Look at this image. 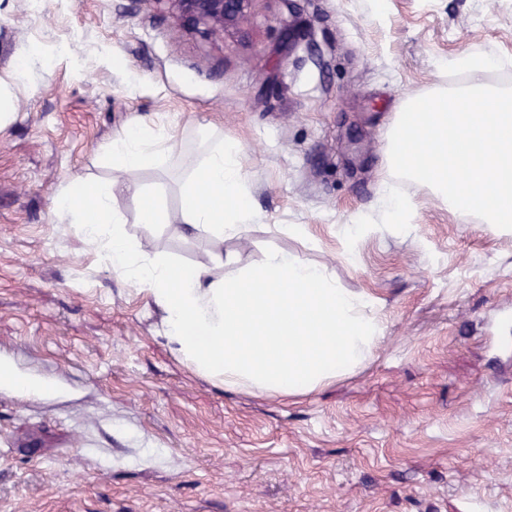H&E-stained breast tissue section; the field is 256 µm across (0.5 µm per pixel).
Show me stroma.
<instances>
[{
	"label": "stroma",
	"mask_w": 512,
	"mask_h": 512,
	"mask_svg": "<svg viewBox=\"0 0 512 512\" xmlns=\"http://www.w3.org/2000/svg\"><path fill=\"white\" fill-rule=\"evenodd\" d=\"M475 45L505 64L469 81L512 83V0H253L244 32L209 39L156 0H0V78L34 52L0 132V361L56 387L0 386V512H512V237L413 183L409 231L351 259L337 236L377 214L399 103L459 83L444 64ZM136 123L181 143L134 173L173 215L199 129L238 140L256 220L216 241L121 198L127 231L181 265L277 248L326 267L379 302L365 366L288 398L182 361L151 299L52 212L111 178Z\"/></svg>",
	"instance_id": "1"
}]
</instances>
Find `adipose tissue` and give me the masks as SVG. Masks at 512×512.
I'll return each instance as SVG.
<instances>
[{
    "label": "adipose tissue",
    "mask_w": 512,
    "mask_h": 512,
    "mask_svg": "<svg viewBox=\"0 0 512 512\" xmlns=\"http://www.w3.org/2000/svg\"><path fill=\"white\" fill-rule=\"evenodd\" d=\"M240 152L238 141L220 140L183 179L180 221L192 231L221 240L253 223ZM181 156L174 138L137 124L112 139L114 178L74 183L57 196L54 211L141 287L163 314V337L197 373L228 387L300 397L363 366L382 332L377 301L339 288L325 267L280 249L250 267L220 252L205 266L178 265L127 232L114 210L120 196L137 202L139 223L171 221L131 172Z\"/></svg>",
    "instance_id": "ef3b65f1"
}]
</instances>
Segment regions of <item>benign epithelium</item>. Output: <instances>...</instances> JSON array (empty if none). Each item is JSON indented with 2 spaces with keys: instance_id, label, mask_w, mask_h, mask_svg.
Wrapping results in <instances>:
<instances>
[{
  "instance_id": "1",
  "label": "benign epithelium",
  "mask_w": 512,
  "mask_h": 512,
  "mask_svg": "<svg viewBox=\"0 0 512 512\" xmlns=\"http://www.w3.org/2000/svg\"><path fill=\"white\" fill-rule=\"evenodd\" d=\"M203 37L242 30L253 0H154Z\"/></svg>"
}]
</instances>
